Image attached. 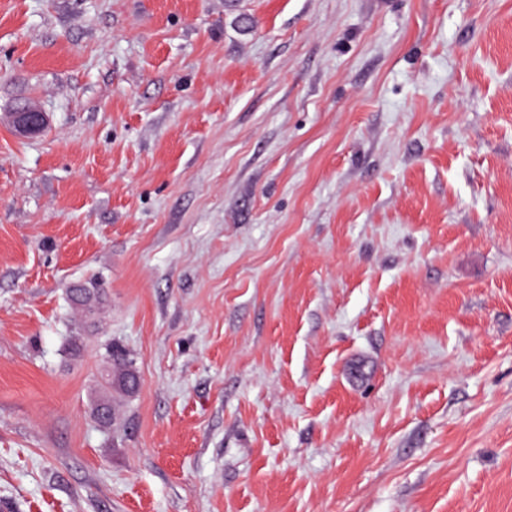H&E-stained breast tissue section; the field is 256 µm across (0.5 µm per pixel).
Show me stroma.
<instances>
[{"label": "stroma", "mask_w": 512, "mask_h": 512, "mask_svg": "<svg viewBox=\"0 0 512 512\" xmlns=\"http://www.w3.org/2000/svg\"><path fill=\"white\" fill-rule=\"evenodd\" d=\"M2 504L512 512V0H0ZM9 117L13 130L21 137L39 136L49 123L46 112L26 104L18 106L14 112H10ZM103 361L106 374L103 376L104 384L98 382V390L94 398V411L105 406L112 411L114 420V398L115 395H129L133 392L132 381L136 369L133 360L125 351L115 344L108 345ZM107 403V404H106Z\"/></svg>", "instance_id": "35a3bbf8"}]
</instances>
